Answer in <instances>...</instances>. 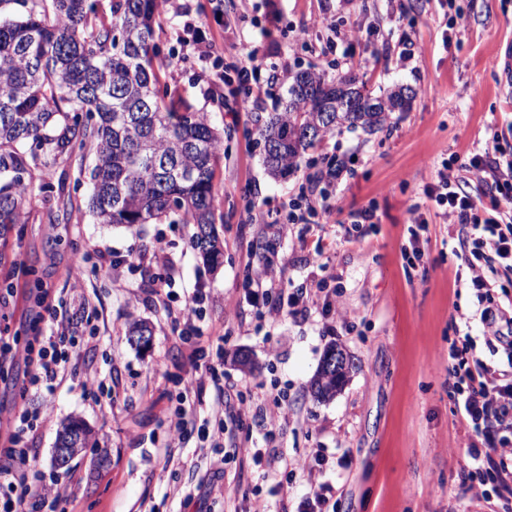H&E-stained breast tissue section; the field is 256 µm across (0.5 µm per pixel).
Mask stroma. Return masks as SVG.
<instances>
[{
	"label": "stroma",
	"mask_w": 512,
	"mask_h": 512,
	"mask_svg": "<svg viewBox=\"0 0 512 512\" xmlns=\"http://www.w3.org/2000/svg\"><path fill=\"white\" fill-rule=\"evenodd\" d=\"M271 1L280 23L268 39L260 29ZM184 10L213 43L211 67H201L180 39ZM159 22L157 41L168 57L162 83L224 134L215 180L220 265L204 263L191 241L192 226L98 224L82 192L65 224L48 223L46 203L35 198L25 223L0 249L1 280L27 287V277L13 273L14 260L23 259L52 298L67 310H83L79 332L90 343L76 366L112 388L94 395L67 380L52 394L29 395L32 405L52 407L35 434L37 467L72 485L64 512H179V492L196 488L210 471L212 450L192 441L175 449L182 465L168 484L158 481L166 465L167 395L194 371L191 346L182 343L173 315L153 293L163 269L138 258L159 240L174 265L176 288L203 289L207 321L230 331L225 377L243 388L267 386L272 398L287 389L291 411L282 446L292 457L321 449L328 464L319 479L334 486L336 512H458L467 439L448 400V346L456 322L470 318L475 354L489 351L481 323L472 318L471 289L454 283L461 261L447 243L448 226L423 189L441 160L467 155L489 128L502 130L498 147L512 153V83L499 63L501 48L512 43V0H453L449 7L444 0H176L174 12ZM334 30L348 35L345 52L330 50ZM251 52L292 74L311 68L332 79L353 71L371 88L409 85L417 96L410 111L392 114L383 130L335 131L296 173L275 179L265 171L253 119L282 110L287 82L261 92L249 111L234 112L217 77ZM332 160L343 171L320 184L333 207L323 231L294 225L292 237L273 238L269 258L302 283L310 253L297 238H324L330 248L323 260L337 275L336 300L354 314V323L329 331L315 314L255 331L240 285L248 244L260 227L250 223L245 202H288ZM369 203L379 224L363 225L355 240H338L336 222ZM414 208L429 226L423 271L402 255ZM116 255L123 260L117 267ZM135 322L151 326L149 348L131 343ZM334 344L353 356L356 368L333 399L317 400L310 384ZM239 353L249 355L250 367L234 363ZM75 417L88 424L98 445L60 469L57 434Z\"/></svg>",
	"instance_id": "1"
}]
</instances>
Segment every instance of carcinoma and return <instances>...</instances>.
Segmentation results:
<instances>
[{"label": "carcinoma", "instance_id": "1", "mask_svg": "<svg viewBox=\"0 0 512 512\" xmlns=\"http://www.w3.org/2000/svg\"><path fill=\"white\" fill-rule=\"evenodd\" d=\"M98 2L0 0V240L25 223L37 192L50 203L48 222L67 223L87 172L98 223L191 224L195 248L215 265L223 137L207 113L160 88L158 0H112L110 21L99 18ZM411 106L398 86L378 93L352 73L330 80L305 69L292 77L284 111L257 126V144L268 173L283 178L326 136L343 127L376 132ZM73 159L79 169L70 184L56 170ZM347 380L322 366L311 390L330 398ZM75 429L83 447L96 445L77 418L59 435Z\"/></svg>", "mask_w": 512, "mask_h": 512}]
</instances>
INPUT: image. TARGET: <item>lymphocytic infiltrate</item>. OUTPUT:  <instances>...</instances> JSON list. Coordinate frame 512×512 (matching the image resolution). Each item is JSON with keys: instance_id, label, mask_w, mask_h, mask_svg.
<instances>
[{"instance_id": "1", "label": "lymphocytic infiltrate", "mask_w": 512, "mask_h": 512, "mask_svg": "<svg viewBox=\"0 0 512 512\" xmlns=\"http://www.w3.org/2000/svg\"><path fill=\"white\" fill-rule=\"evenodd\" d=\"M269 80L286 78L287 70L270 66L262 68L255 60L239 61L231 73L222 74L230 86L238 111H246L248 95L260 75ZM478 171L490 184L489 200L474 199L461 185V172ZM427 194L441 208L443 217L452 221L448 237L456 241L457 256L470 272L477 307L475 319L485 328V344L490 351H502L505 365H492L470 357L473 338L470 334L456 336L448 348V398L460 415L468 436L469 464L464 470L461 486L469 492L475 483L484 482L486 475L496 473L512 477V310L496 303L491 296L494 284L476 261L492 253L497 263L512 271V160L493 159L488 154H475L457 159L455 164H443L435 183ZM318 262L309 273L305 285H292L283 270L274 268L262 253H251L242 288L244 297L263 321H277L282 316L307 319L312 311L322 318L349 325L353 316L342 311L331 294L325 293L328 266L323 263V244H315ZM39 306L47 314L49 335H40L39 325H32L33 336L0 335V381L10 380L18 394L11 405L0 403V512H56L58 504L68 498V489L48 482L34 465L35 433L50 415L49 408H32L27 394L42 389L53 392L67 376L70 362L85 343L75 331L73 317L64 315L61 307L49 300L48 289H40ZM206 300L203 289L185 294L177 323L180 337L194 346L191 357L197 367L184 383L185 391L212 390L213 404L209 414L218 418L217 429L199 424L189 417L184 404L171 409L168 418L166 447L180 448L190 438H198L203 447H229L232 454L248 449L254 467L272 482L269 490L242 487L224 480L223 470H216L203 480V487L218 491L233 512H273L274 503L292 505V512H336L331 485L309 475V489L298 495L292 477L305 469L307 460L283 452L278 441L288 425V407L277 404L275 410L263 407L264 393H257L255 410H247L232 402L224 378V344L226 335L207 336L202 305ZM207 347H200V340ZM24 360L26 371L22 379L12 380L8 369L16 360Z\"/></svg>"}]
</instances>
